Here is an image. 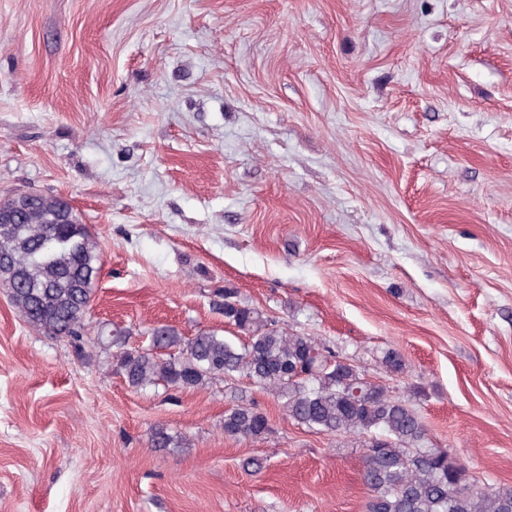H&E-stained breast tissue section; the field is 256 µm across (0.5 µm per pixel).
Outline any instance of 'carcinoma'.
<instances>
[{
    "label": "carcinoma",
    "mask_w": 512,
    "mask_h": 512,
    "mask_svg": "<svg viewBox=\"0 0 512 512\" xmlns=\"http://www.w3.org/2000/svg\"><path fill=\"white\" fill-rule=\"evenodd\" d=\"M61 199L34 194L20 199L19 218L0 224V256L15 272L12 305L32 328L81 349L85 318L102 267V247L77 215L59 220ZM224 320L247 336L200 330L191 337L160 326L145 347L128 346L131 330L104 324L94 344L116 349L115 370L133 389L185 390L244 375L285 399L297 424L327 435L365 437L366 512H512V488L474 491L448 451L423 446L425 428L405 400L395 398L344 365L333 348L312 336L288 333L263 310L224 288L215 302ZM269 420L254 404L224 412V434L261 438ZM154 448H182L186 439L157 425Z\"/></svg>",
    "instance_id": "obj_1"
}]
</instances>
